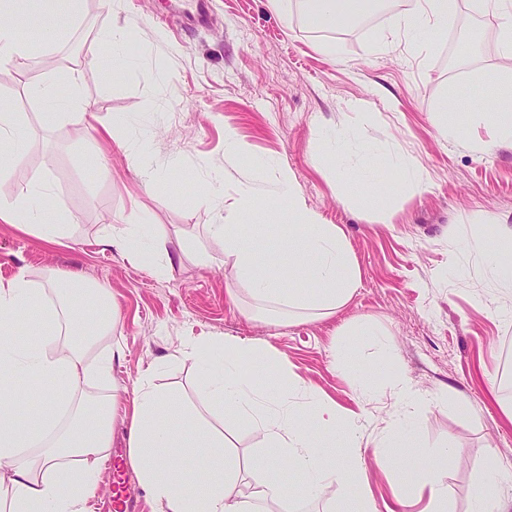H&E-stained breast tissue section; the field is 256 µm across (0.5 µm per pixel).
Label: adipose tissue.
<instances>
[{"instance_id":"adipose-tissue-1","label":"adipose tissue","mask_w":512,"mask_h":512,"mask_svg":"<svg viewBox=\"0 0 512 512\" xmlns=\"http://www.w3.org/2000/svg\"><path fill=\"white\" fill-rule=\"evenodd\" d=\"M375 0H303L312 26L340 27L365 13ZM456 0H414L412 8L394 15L392 26L403 35L412 52L430 49L448 29ZM85 0H0V64L29 57L49 44L64 41L84 15ZM39 30L36 38H23L22 27ZM44 99L46 125L68 120L86 124L87 107L81 101L59 100L52 85L31 86ZM22 121L18 113L0 106V188L10 182L12 165L22 152ZM53 196L51 178H43L26 194L0 199V222L12 224L49 243L66 235L69 216L57 210L54 223H45L42 203ZM140 224H112L99 243L149 265L166 275L172 260L143 250ZM477 250L486 257L483 274L506 300L512 299V226L498 225L494 237L480 238ZM82 285L81 274H50L36 285L26 272L0 282V512H83L93 495L95 467L107 456L112 441L115 396L103 401L85 399L88 369L80 347L84 334L110 331L102 316H88L57 290L58 281ZM32 319L19 330L15 316ZM215 343L188 345L186 357L201 363L198 382L201 409H189L180 397L165 392L144 376L133 386V412L128 423V461L141 486L162 512H294L288 486L279 471L296 472L302 498H310L328 484H349L353 464L337 462V437L357 440L354 424L342 418L334 403L313 392L303 402H291L300 389L287 363L277 355L237 343L226 344L223 366L207 357ZM260 361L273 381L259 388L241 367ZM41 385L37 405L16 386L19 380ZM27 409L26 421L16 413ZM231 409L241 423L252 428L265 448L254 457L253 469L267 477L242 493L243 468L224 453V433L210 425L206 412ZM389 434L374 445V461L396 474L394 494L403 499L407 485L427 492L431 512H447L450 490L442 466L447 450L431 451L414 440L406 415L395 417ZM195 452L196 467L178 461L181 449ZM500 459L489 454L483 464L486 480L476 485L471 512H512L506 496L490 476Z\"/></svg>"}]
</instances>
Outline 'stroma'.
I'll list each match as a JSON object with an SVG mask.
<instances>
[{
  "label": "stroma",
  "instance_id": "obj_1",
  "mask_svg": "<svg viewBox=\"0 0 512 512\" xmlns=\"http://www.w3.org/2000/svg\"><path fill=\"white\" fill-rule=\"evenodd\" d=\"M412 5L397 0L370 19L316 28L298 0H281L276 10L268 0H211L210 24L184 33L162 0H112L108 9L86 0L67 41L0 67V103L22 115L29 133L13 188L21 193L51 176L56 207L71 217L68 238L57 243L0 223V279L23 268L39 284L50 270L76 271L112 295V330L94 336L84 354L87 395L117 396L110 463L86 512L111 508L117 475L128 512H158L128 463L125 412L147 371L198 406L200 366L181 352L204 338L278 353L304 385L360 425L357 446L340 442L335 453L340 462L362 459L352 482L366 488L373 512L391 507L395 483L375 466L373 442L404 411L420 444L454 451L445 470L448 512H468L478 465L492 451L505 464L495 480L512 496V419L492 394L512 372V323L496 317L503 301L485 283L473 247L496 225H512V143L491 142L470 111L475 103L493 109L497 100L499 21L458 0L446 36L416 55L390 32L393 13ZM117 21L130 27L127 51L137 65L115 79L85 80L82 97L96 115L127 114L128 125L110 137L71 123L45 127L46 106L28 86L51 81L64 97L75 62L107 70L99 35ZM325 42L335 44V56L321 52ZM442 106L470 126V142L440 135ZM229 132L244 145L231 161L224 157ZM342 135L372 148L374 178L392 189L385 208L368 206L364 187L324 160ZM117 137L143 144L155 179L113 151ZM85 155L93 165L82 164ZM392 158L421 168L422 182H399ZM283 169L306 207L344 231L358 268L351 299L330 317L258 304L209 233L223 221L246 233L272 223L268 240L280 248L287 222L262 210L242 214L235 201L247 182L273 188ZM128 221L148 225L145 249L170 253L167 276L100 245L106 225ZM202 248L214 264H197ZM107 356L112 376L101 380L95 371ZM355 373L376 383L373 395L352 384ZM395 373L417 391L413 406L403 407L388 387Z\"/></svg>",
  "mask_w": 512,
  "mask_h": 512
}]
</instances>
